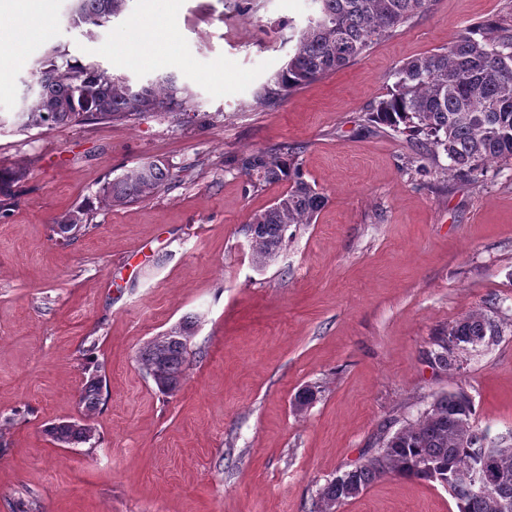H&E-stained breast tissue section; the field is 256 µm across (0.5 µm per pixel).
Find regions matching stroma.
<instances>
[{"label": "stroma", "instance_id": "obj_1", "mask_svg": "<svg viewBox=\"0 0 512 512\" xmlns=\"http://www.w3.org/2000/svg\"><path fill=\"white\" fill-rule=\"evenodd\" d=\"M76 0L0 8V512H316L328 481L370 457L386 423L464 389L477 428L512 429V160L463 178L447 155L372 122L394 71L512 0H433L346 68L262 102L312 0H127L105 28L72 27ZM133 84L171 75L195 112L23 129L17 111L51 48ZM295 151L327 202L264 266L247 225L288 182L241 162ZM173 179L120 206L106 182L150 160ZM91 209L59 241L57 218ZM499 334L432 365L434 339L472 311ZM190 370L161 393L142 348L186 317ZM104 402L89 442L49 425L82 415L86 370ZM315 398L296 410V395ZM336 512H458L440 483L386 477Z\"/></svg>", "mask_w": 512, "mask_h": 512}]
</instances>
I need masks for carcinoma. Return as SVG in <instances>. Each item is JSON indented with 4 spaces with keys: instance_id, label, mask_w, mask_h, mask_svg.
<instances>
[{
    "instance_id": "carcinoma-1",
    "label": "carcinoma",
    "mask_w": 512,
    "mask_h": 512,
    "mask_svg": "<svg viewBox=\"0 0 512 512\" xmlns=\"http://www.w3.org/2000/svg\"><path fill=\"white\" fill-rule=\"evenodd\" d=\"M126 2L78 0L73 21L104 27ZM312 2V14L290 37L294 42L290 58L275 75L274 86L265 91L268 103L346 67L376 41L428 12L433 0ZM60 58L64 54L55 48L53 56L36 69L34 94L18 113L20 127L80 125L193 110L192 94L170 77L132 84L93 62L60 64ZM393 77L388 97L376 106V121L414 139L424 136L421 146L442 149L449 169L461 177L474 175L489 162L512 159V34L490 28L476 39L466 29L447 47L403 62ZM242 168L264 184L290 183L285 194L249 222L253 260L264 263L283 248L287 228L312 223L326 198L303 179L291 158L257 152L243 160ZM172 178L165 163L153 160L107 183L103 194L111 205L126 204L151 196ZM89 215L84 206L67 212L56 220L57 234L65 241L77 237L88 228ZM193 330L194 322L185 320L142 349V364L161 391H175L185 378ZM496 335V325L484 314H468L436 342L434 360L443 370L456 369L458 351ZM103 387L98 372L85 378L80 404L86 411L98 409ZM47 432L61 445L86 443L92 437V427L81 420L59 422ZM508 440L507 446L492 447L473 425L470 396L463 390L442 393L416 421L394 432L385 427L375 453L350 470L346 482L325 484L319 492L320 512H334L337 505L384 476L430 479L418 468L422 460L441 466L459 512H504L502 499L512 501V431ZM477 468L491 476L487 490L476 493L454 482L456 473Z\"/></svg>"
}]
</instances>
